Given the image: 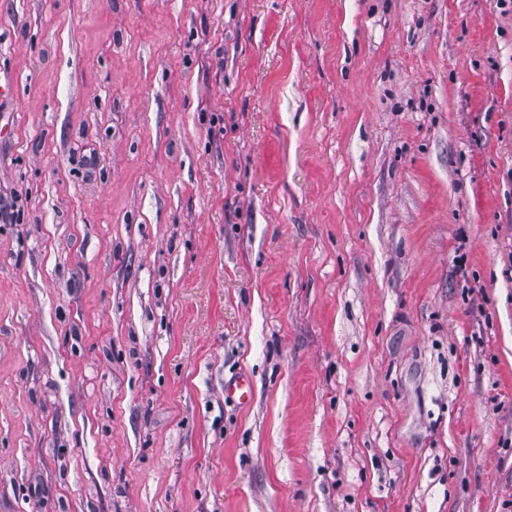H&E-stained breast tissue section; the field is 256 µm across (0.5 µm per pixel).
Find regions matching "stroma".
Listing matches in <instances>:
<instances>
[{
    "instance_id": "obj_1",
    "label": "stroma",
    "mask_w": 512,
    "mask_h": 512,
    "mask_svg": "<svg viewBox=\"0 0 512 512\" xmlns=\"http://www.w3.org/2000/svg\"><path fill=\"white\" fill-rule=\"evenodd\" d=\"M0 85V512H512V0H0ZM224 400L240 406L251 401V381L246 373H239L224 381Z\"/></svg>"
}]
</instances>
